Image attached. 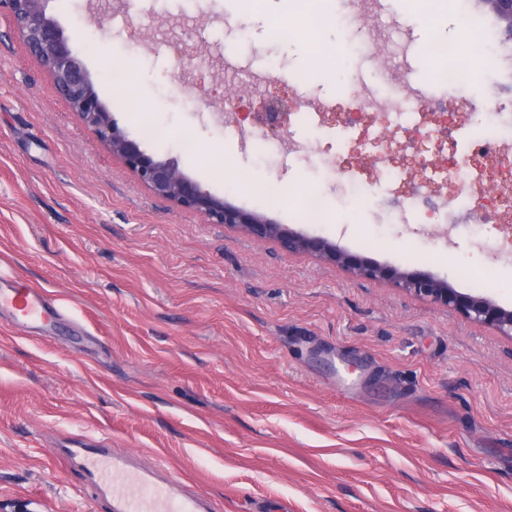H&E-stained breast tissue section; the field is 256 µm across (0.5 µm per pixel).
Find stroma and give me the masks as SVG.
<instances>
[{"instance_id":"1","label":"stroma","mask_w":512,"mask_h":512,"mask_svg":"<svg viewBox=\"0 0 512 512\" xmlns=\"http://www.w3.org/2000/svg\"><path fill=\"white\" fill-rule=\"evenodd\" d=\"M459 1L361 13L318 0L332 20L312 33L290 0H49L46 12L147 153L178 158L236 206L458 291L491 270L485 293L510 309L512 262L478 242L512 241V223L473 229L466 185L418 199L400 223L417 173L397 184L380 146L356 148L351 101L366 85L389 100L428 84L439 62L427 43L457 44L458 13L512 48L481 0ZM277 25L297 33L275 39ZM322 45L336 55L320 66ZM432 92L512 113V74L499 69ZM300 93L314 122L295 112ZM148 113L164 139L143 138ZM468 118L387 137L441 164L447 128ZM308 191L324 198L321 220L301 207ZM0 281L32 283L59 310L44 329L0 309V512H112L82 461L62 455L81 442L158 470L213 512H512V338L155 195L72 112L5 14Z\"/></svg>"}]
</instances>
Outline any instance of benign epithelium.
Segmentation results:
<instances>
[{
    "mask_svg": "<svg viewBox=\"0 0 512 512\" xmlns=\"http://www.w3.org/2000/svg\"><path fill=\"white\" fill-rule=\"evenodd\" d=\"M49 0H0V14H8L17 33L50 73L58 93L73 112L92 127L100 141L154 194L175 206L194 210L210 224L241 230L254 240H277L289 254H308L340 266L351 276L383 281L431 304L456 312L468 321L512 337V308L492 298L461 293L447 281L417 271L374 263L336 248L321 237L294 232L271 218L230 204L203 189L187 176L174 158L158 159L129 138L100 100L80 58L57 22L46 14Z\"/></svg>",
    "mask_w": 512,
    "mask_h": 512,
    "instance_id": "1",
    "label": "benign epithelium"
}]
</instances>
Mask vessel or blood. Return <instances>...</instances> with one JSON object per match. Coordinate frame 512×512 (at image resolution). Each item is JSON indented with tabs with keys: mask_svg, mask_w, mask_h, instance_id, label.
<instances>
[{
	"mask_svg": "<svg viewBox=\"0 0 512 512\" xmlns=\"http://www.w3.org/2000/svg\"><path fill=\"white\" fill-rule=\"evenodd\" d=\"M2 305L35 324L54 315L33 288H1ZM70 454L87 462L97 489L111 492L113 512H205L206 506L199 498L181 494L175 484L159 481L152 472L134 469L127 457L114 455L102 465L98 459L105 455L103 449L74 448Z\"/></svg>",
	"mask_w": 512,
	"mask_h": 512,
	"instance_id": "1",
	"label": "vessel or blood"
}]
</instances>
